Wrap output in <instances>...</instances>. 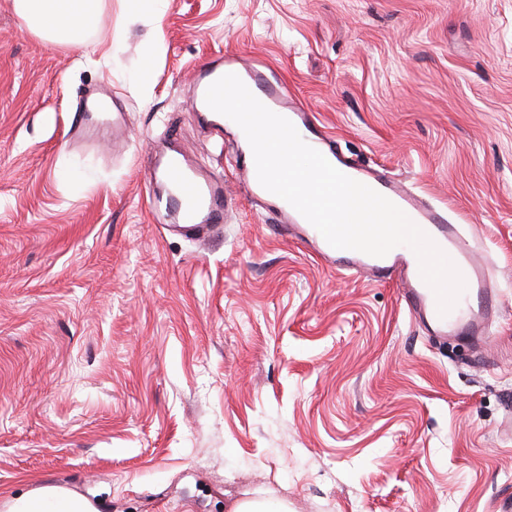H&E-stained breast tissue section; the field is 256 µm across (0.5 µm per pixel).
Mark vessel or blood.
I'll use <instances>...</instances> for the list:
<instances>
[{
  "label": "vessel or blood",
  "instance_id": "b4317fda",
  "mask_svg": "<svg viewBox=\"0 0 512 512\" xmlns=\"http://www.w3.org/2000/svg\"><path fill=\"white\" fill-rule=\"evenodd\" d=\"M236 73L252 94L274 113L288 118L302 139L321 152L337 169L361 182L410 214L451 261L464 269L465 289L447 315H439L433 290L423 281L415 253L406 246L392 249L386 256L374 257L359 251L332 247L321 233L285 200L277 207L283 222L280 232L299 233L316 254L347 273H365L374 281H391L403 288V304L410 315L429 319L443 335L467 336L485 342L495 321L497 295L485 267L474 256L470 244L452 224L446 210L430 205L423 194L402 183L392 174L368 172L354 167L337 156L331 141L317 130L309 112L303 107L289 109L285 88L273 80L264 67L240 66L237 60L221 56L212 58L198 69L194 90L201 119L206 124L222 127L225 117L208 107L206 92L218 78ZM168 187L167 204L182 223V229L193 239L208 238L212 229L227 219V201L223 182L212 179L187 166L183 160L170 159L161 170Z\"/></svg>",
  "mask_w": 512,
  "mask_h": 512
}]
</instances>
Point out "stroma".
Instances as JSON below:
<instances>
[{
	"label": "stroma",
	"mask_w": 512,
	"mask_h": 512,
	"mask_svg": "<svg viewBox=\"0 0 512 512\" xmlns=\"http://www.w3.org/2000/svg\"><path fill=\"white\" fill-rule=\"evenodd\" d=\"M219 53L447 209L500 304L479 352L278 233L192 110ZM172 130L234 200L202 244L146 205ZM511 412L512 0H103L85 48L0 0V512H499ZM9 512H99L91 501L71 490L45 485L29 495L14 498Z\"/></svg>",
	"instance_id": "obj_1"
}]
</instances>
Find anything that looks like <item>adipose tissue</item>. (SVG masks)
Wrapping results in <instances>:
<instances>
[{
    "mask_svg": "<svg viewBox=\"0 0 512 512\" xmlns=\"http://www.w3.org/2000/svg\"><path fill=\"white\" fill-rule=\"evenodd\" d=\"M22 25L51 44H79L101 15V0H12ZM9 512H98L91 501L71 490L46 485L14 498Z\"/></svg>",
    "mask_w": 512,
    "mask_h": 512,
    "instance_id": "obj_1",
    "label": "adipose tissue"
}]
</instances>
